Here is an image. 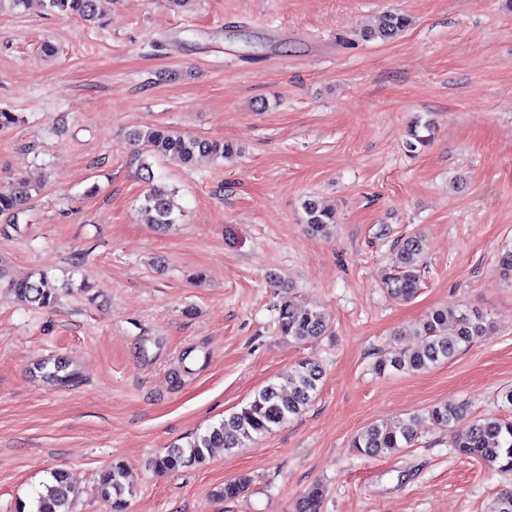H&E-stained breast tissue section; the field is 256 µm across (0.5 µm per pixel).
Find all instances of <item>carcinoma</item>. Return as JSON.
I'll list each match as a JSON object with an SVG mask.
<instances>
[{"label":"carcinoma","instance_id":"obj_1","mask_svg":"<svg viewBox=\"0 0 512 512\" xmlns=\"http://www.w3.org/2000/svg\"><path fill=\"white\" fill-rule=\"evenodd\" d=\"M48 6L93 24L101 16V0H48ZM409 25L407 15L387 13L380 18L377 27L363 31L361 37L386 42L400 35ZM129 140L140 146V167L148 184L141 204L145 223L164 229L177 223L175 210L178 206L173 191L154 183L148 159L173 157L190 165L199 155L224 159L235 153L233 145L227 142L202 139L159 126L135 130L129 134ZM34 191L39 188L23 179L17 180L8 191L0 190V218L16 231L19 230L17 217L27 208ZM303 209L306 223L316 233L325 234L336 223L335 213L320 207L313 199L305 200ZM422 259V239L416 235L404 239L394 250L393 269L385 280L387 292L400 300L412 299L420 290ZM9 288L17 301L33 307L50 308L57 302L58 288L45 276L16 281L9 284ZM276 323L280 335L297 343L316 339L328 331V322L321 310L298 304L290 298L283 299L278 305ZM490 330L486 317L476 310L439 307L422 319L417 330V335L421 336L418 347L395 348L387 352L376 363L375 370L379 374H414L429 370L450 361ZM69 367V361L58 359L50 365L41 364L40 370L46 379L61 383L74 376ZM322 378L323 372L315 363H297L283 376L282 382H271L261 388L246 405L205 433L195 436L187 446H175L157 456L154 469L167 474L204 463L213 448L231 451L245 447L255 438L301 414L315 397ZM427 416L438 427L456 430L453 447L460 455L476 459L493 471H512V418L490 415L469 420L466 404L454 402L432 406L427 410ZM415 420L416 416L412 415L390 423H371L354 437L352 447L370 457L399 453L416 439ZM127 478L125 466L114 463L99 479L98 491L111 503L112 512H125L127 508L125 495L130 493ZM70 492V473L63 469L50 472V480L37 493L31 512H71ZM323 496L322 488L310 489L300 503L299 512H320ZM488 512H512V491L501 492L493 498Z\"/></svg>","mask_w":512,"mask_h":512}]
</instances>
